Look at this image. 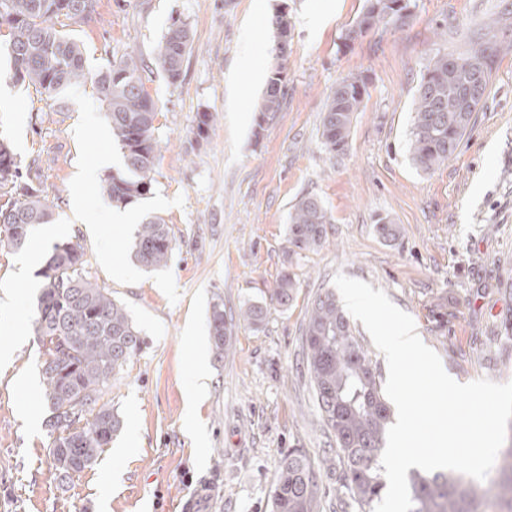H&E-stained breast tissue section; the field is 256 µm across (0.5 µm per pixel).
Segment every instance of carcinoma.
<instances>
[{
	"instance_id": "cac0c4a2",
	"label": "carcinoma",
	"mask_w": 512,
	"mask_h": 512,
	"mask_svg": "<svg viewBox=\"0 0 512 512\" xmlns=\"http://www.w3.org/2000/svg\"><path fill=\"white\" fill-rule=\"evenodd\" d=\"M400 0H367L355 25L348 28L344 45L354 41L355 29L402 27L411 17ZM95 0H0L11 23L5 44L12 78L35 87L57 104L63 93L88 80L79 42L56 29L54 20L73 19ZM498 18L485 22L462 53H435L426 65L416 89L409 152L423 170L444 164L456 151L474 113L480 111L499 58L512 51V43L498 36ZM191 48L187 24L173 21L155 49V62L175 83ZM143 60L134 53L113 62L94 78L106 103L112 136L121 147L125 171L107 177L104 191L115 205H127L150 191L155 160L157 108L145 90ZM286 70L284 55L269 78L259 105L265 116L281 107ZM366 79H343L328 95L323 108L320 137L332 156L344 154L351 126L362 111ZM20 166L10 145L0 141V213L9 211L10 225L23 234L0 227V247L21 249L31 228L50 222L51 206L42 189L22 183ZM330 216L315 196H304L289 215V252L299 254L320 245L326 237ZM168 226L161 220L141 224L133 252L147 267L167 264L172 253ZM84 253L79 244L63 241L53 246L50 261L39 271L42 287L37 298L34 334L43 355L41 375L48 401L50 432H60L53 442L56 470L61 474L92 467L122 427L120 416L102 402L127 361L141 349L140 331L125 308L110 293L93 283L84 272ZM295 276L283 270L270 301L287 307L294 300ZM266 305L253 304L243 312L248 324L264 321ZM232 325L224 307L216 304L209 317V333L218 357L230 348ZM307 372L314 384L324 423L336 439L343 464L342 488L360 512H373L375 501L386 488L381 457L391 417L382 392L377 366L357 343L333 293L315 299L302 329ZM499 470L507 478L496 482L495 498L512 512V448L502 453ZM412 512H484L485 494L465 481L461 473H422L409 480ZM321 489L312 464L291 452L279 465L271 496V512H320Z\"/></svg>"
}]
</instances>
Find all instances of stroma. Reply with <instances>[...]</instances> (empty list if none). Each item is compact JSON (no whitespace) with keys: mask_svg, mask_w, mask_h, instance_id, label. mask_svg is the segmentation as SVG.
Listing matches in <instances>:
<instances>
[{"mask_svg":"<svg viewBox=\"0 0 512 512\" xmlns=\"http://www.w3.org/2000/svg\"><path fill=\"white\" fill-rule=\"evenodd\" d=\"M403 27L344 44L365 0H96L64 30L84 46L85 69L104 71L137 52L157 106L150 192L128 204L134 224L114 231L105 179L123 167L106 104L93 85L68 90L55 111L15 82L0 47V137L11 142L24 179L40 186L61 240L78 242L85 271L128 312L144 344L112 380L103 401L123 427L91 468L59 475L33 331L38 287L18 282L26 250L0 248V512H271L278 466L297 450L336 512L340 464L303 365L301 324L313 300L344 274L382 289L412 316L458 381H512V53L492 74L480 112L454 156L431 171L409 153L416 88L437 51L462 52L490 15L512 38V0H409ZM325 13L310 27L307 17ZM290 24L286 93L260 117L276 46L273 21ZM192 47L170 83L154 49L173 20ZM447 39H439V25ZM366 79L364 108L345 155L320 140L322 108L343 78ZM211 113L205 133L197 115ZM95 172L91 188L84 169ZM317 195L331 222L314 250L288 254V217ZM83 196L87 219L72 216ZM168 224L166 265L132 252L140 223ZM396 224L383 239L379 219ZM296 275L290 308L270 304L284 268ZM267 306L261 326L243 321ZM220 304L232 321L231 348L217 357L208 318ZM206 376L204 394L193 388ZM117 480H110V473Z\"/></svg>","mask_w":512,"mask_h":512,"instance_id":"obj_1","label":"stroma"}]
</instances>
